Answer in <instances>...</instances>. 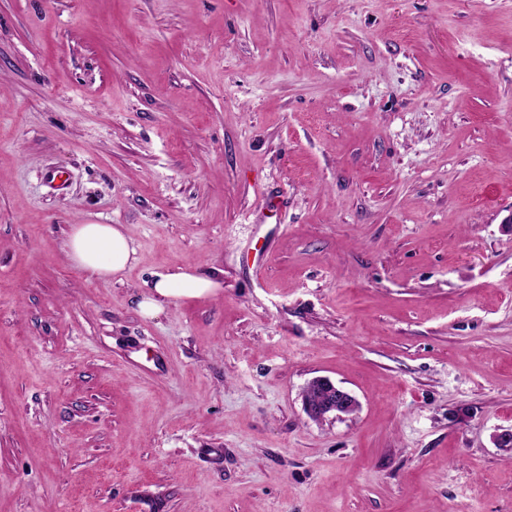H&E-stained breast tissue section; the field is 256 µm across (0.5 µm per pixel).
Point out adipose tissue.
Here are the masks:
<instances>
[{
	"label": "adipose tissue",
	"mask_w": 512,
	"mask_h": 512,
	"mask_svg": "<svg viewBox=\"0 0 512 512\" xmlns=\"http://www.w3.org/2000/svg\"><path fill=\"white\" fill-rule=\"evenodd\" d=\"M73 266L103 280L122 273L131 261L133 249L120 225L75 224L65 243ZM213 276L192 266L154 273L149 291L138 303L143 316H155L162 302L178 303L198 299L216 291Z\"/></svg>",
	"instance_id": "obj_1"
}]
</instances>
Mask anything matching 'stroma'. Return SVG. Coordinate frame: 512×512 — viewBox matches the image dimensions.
I'll list each match as a JSON object with an SVG mask.
<instances>
[{
	"label": "stroma",
	"instance_id": "stroma-1",
	"mask_svg": "<svg viewBox=\"0 0 512 512\" xmlns=\"http://www.w3.org/2000/svg\"><path fill=\"white\" fill-rule=\"evenodd\" d=\"M511 213L512 0H0V512H512ZM65 247L76 269L103 280L122 273L134 253L118 224H73ZM145 284L149 292L138 302V308L145 317H154L160 311L163 301L178 303L198 299L220 288V283L213 276L188 265L155 272L151 282ZM315 387L319 393L314 389L305 390L304 395L310 399L304 400L305 409L307 414L315 420H320L328 417L331 414L350 413L355 410L357 406L356 399L346 390L336 386L328 378L317 377L309 382L307 388Z\"/></svg>",
	"mask_w": 512,
	"mask_h": 512
}]
</instances>
